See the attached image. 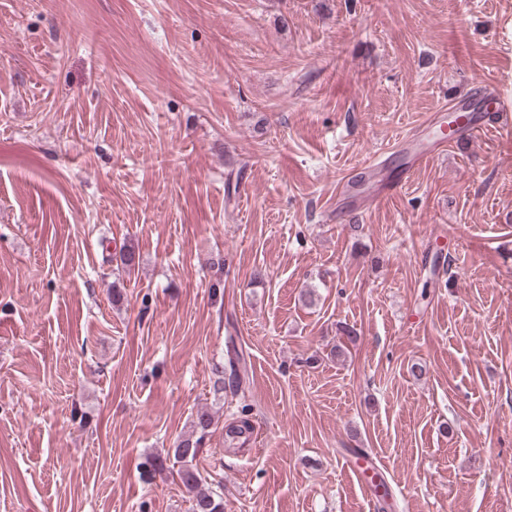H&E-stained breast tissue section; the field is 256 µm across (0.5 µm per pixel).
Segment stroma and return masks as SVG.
<instances>
[{
	"mask_svg": "<svg viewBox=\"0 0 512 512\" xmlns=\"http://www.w3.org/2000/svg\"><path fill=\"white\" fill-rule=\"evenodd\" d=\"M479 84L512 0H0V512H188L203 407L224 512H512V124L394 165ZM229 346L227 349L228 356V378L227 384L224 377H219L214 383L215 395L223 394L227 388L233 397H246V392L250 391V382L247 377L246 363L242 354L236 349L232 336H230ZM213 421V414L209 410H198L192 422L191 434L182 437L174 449V458L179 463L178 478L191 495V512H224L223 493L201 488L202 477L194 463L200 452L202 440L212 427Z\"/></svg>",
	"mask_w": 512,
	"mask_h": 512,
	"instance_id": "1",
	"label": "stroma"
}]
</instances>
